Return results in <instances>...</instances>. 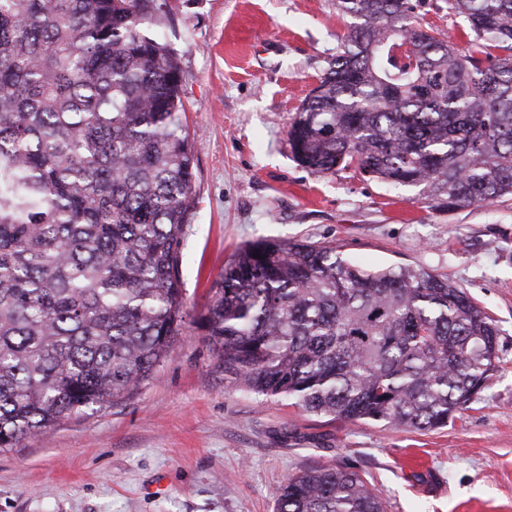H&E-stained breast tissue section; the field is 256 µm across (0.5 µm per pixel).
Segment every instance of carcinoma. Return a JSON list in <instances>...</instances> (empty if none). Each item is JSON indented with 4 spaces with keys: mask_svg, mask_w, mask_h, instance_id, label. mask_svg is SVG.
<instances>
[{
    "mask_svg": "<svg viewBox=\"0 0 512 512\" xmlns=\"http://www.w3.org/2000/svg\"><path fill=\"white\" fill-rule=\"evenodd\" d=\"M338 0L351 19L288 130L314 174L353 168L453 210L512 198V0ZM158 0H0V451L129 398L181 335L197 146ZM194 324L239 390L347 422L437 429L497 368L498 331L425 268L259 240ZM276 512H385L347 468L288 479ZM444 0H423L418 8L419 20L424 25H431L442 30L448 35L453 36L455 48L464 52L466 49L465 39L461 37L459 29L462 21L454 14H449L447 5Z\"/></svg>",
    "mask_w": 512,
    "mask_h": 512,
    "instance_id": "carcinoma-1",
    "label": "carcinoma"
}]
</instances>
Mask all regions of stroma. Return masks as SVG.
I'll return each instance as SVG.
<instances>
[{"instance_id":"stroma-1","label":"stroma","mask_w":512,"mask_h":512,"mask_svg":"<svg viewBox=\"0 0 512 512\" xmlns=\"http://www.w3.org/2000/svg\"><path fill=\"white\" fill-rule=\"evenodd\" d=\"M166 9L198 148V206L183 236L189 320L129 399L0 452V512H274L289 478L336 465L359 472L386 512H512V200L449 211L419 187L314 175L295 161L288 128L346 31L336 0ZM259 239L447 276L494 321L496 372L431 431L332 420L237 390L194 321L233 254Z\"/></svg>"}]
</instances>
